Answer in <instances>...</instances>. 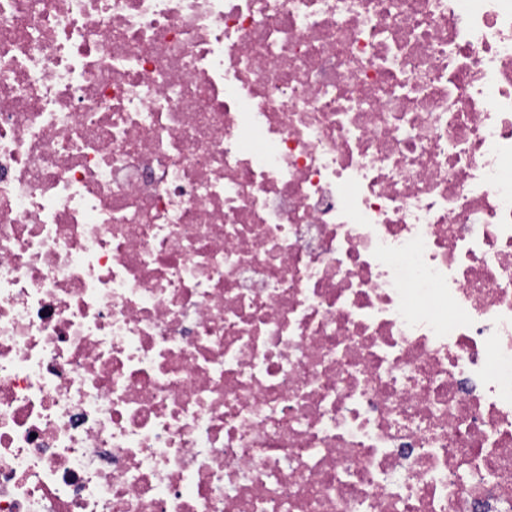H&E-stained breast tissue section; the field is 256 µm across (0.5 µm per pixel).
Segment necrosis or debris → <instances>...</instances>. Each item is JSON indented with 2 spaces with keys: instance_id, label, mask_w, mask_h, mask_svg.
<instances>
[{
  "instance_id": "4bbe7bcc",
  "label": "necrosis or debris",
  "mask_w": 512,
  "mask_h": 512,
  "mask_svg": "<svg viewBox=\"0 0 512 512\" xmlns=\"http://www.w3.org/2000/svg\"><path fill=\"white\" fill-rule=\"evenodd\" d=\"M0 512H512V0H0Z\"/></svg>"
}]
</instances>
